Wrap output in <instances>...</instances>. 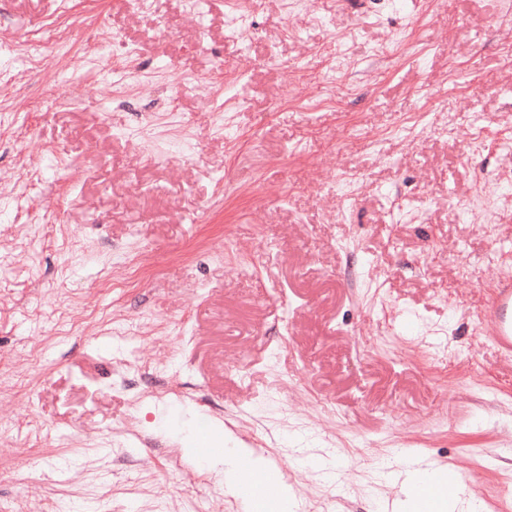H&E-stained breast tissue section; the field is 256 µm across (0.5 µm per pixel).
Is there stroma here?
I'll use <instances>...</instances> for the list:
<instances>
[{
	"label": "stroma",
	"mask_w": 512,
	"mask_h": 512,
	"mask_svg": "<svg viewBox=\"0 0 512 512\" xmlns=\"http://www.w3.org/2000/svg\"><path fill=\"white\" fill-rule=\"evenodd\" d=\"M309 5L318 21L263 0L239 40L228 0H0V512H124L137 471L142 512H242L204 465L233 438L297 512H393L395 448L474 478V512H512V362L473 319L512 275V21L499 0ZM48 25L65 53L36 43ZM115 29L150 74L126 90ZM332 57L329 96L313 70ZM196 71L214 92L180 95L193 149L147 162L124 127ZM240 75L243 102L220 91ZM139 240L151 273L102 294ZM204 422L213 443L186 454ZM298 431L336 454L329 509Z\"/></svg>",
	"instance_id": "obj_1"
}]
</instances>
